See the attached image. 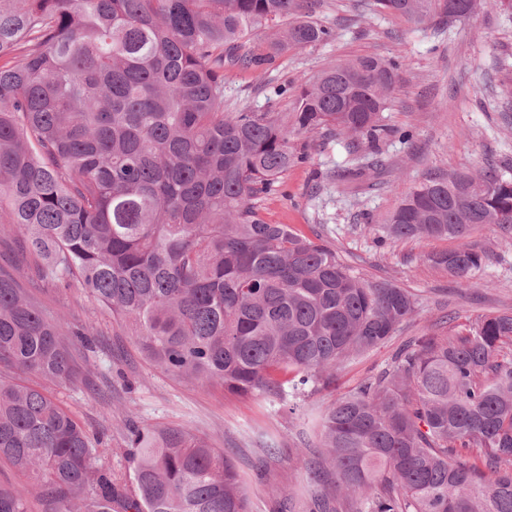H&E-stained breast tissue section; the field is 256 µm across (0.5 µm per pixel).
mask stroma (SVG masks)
<instances>
[{
	"instance_id": "stroma-1",
	"label": "stroma",
	"mask_w": 512,
	"mask_h": 512,
	"mask_svg": "<svg viewBox=\"0 0 512 512\" xmlns=\"http://www.w3.org/2000/svg\"><path fill=\"white\" fill-rule=\"evenodd\" d=\"M371 0H315L313 19L331 38L293 49L262 65L225 64L224 109L228 112H288L298 86L324 66L361 55L400 58L394 91L383 114L395 133L381 152L387 171H366L361 180L340 179L356 166L349 138L313 133L298 140L307 163L288 170L281 191L260 197L257 207L269 224H286L307 237L322 235L346 258L355 274L386 279L412 290L418 313L382 347L365 352L336 374L344 393L388 369L394 353L410 338L449 331L446 317L474 318L512 310V237L481 227L468 242L487 260L473 285L458 289L429 256L454 248L452 239L379 241L366 225L386 215L429 174L476 171L491 161L512 167V14L487 6L454 22L432 17L414 25L373 14ZM410 131V140L398 130ZM0 269L17 277L63 324L86 323L97 334L87 355L85 384L46 389L86 428L104 432L107 461L118 476L129 473L123 454L126 419L139 428H186L207 438L235 464L255 512H278L275 490L292 497L303 512L309 446L314 423L329 402L327 391L306 395L301 408L273 394L241 396L223 385H202L158 369L139 348L131 327L93 312L78 283L44 286L34 276L18 241L0 233Z\"/></svg>"
}]
</instances>
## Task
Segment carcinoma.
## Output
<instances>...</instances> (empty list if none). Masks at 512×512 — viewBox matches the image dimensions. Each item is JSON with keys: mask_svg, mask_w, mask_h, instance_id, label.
Here are the masks:
<instances>
[{"mask_svg": "<svg viewBox=\"0 0 512 512\" xmlns=\"http://www.w3.org/2000/svg\"><path fill=\"white\" fill-rule=\"evenodd\" d=\"M413 22L471 16L467 0H373ZM308 0H0V233L23 238L34 272L77 281L135 328L161 370L248 395L298 399L384 345L418 313L415 295L355 275L336 250L257 200L306 161L325 130L378 151L396 60L357 56L300 84L290 112L224 111V59L329 40ZM283 23L265 57L242 52ZM479 226L512 234V177L428 176L384 224L391 238H452L430 255L461 288L485 255ZM84 324L34 303L0 271V460L44 480L45 512H252L234 463L182 430L129 426V478L111 448L37 386L81 380ZM306 512H512V311L466 320L400 348L391 369L320 414ZM0 512H32L0 485Z\"/></svg>", "mask_w": 512, "mask_h": 512, "instance_id": "carcinoma-1", "label": "carcinoma"}]
</instances>
